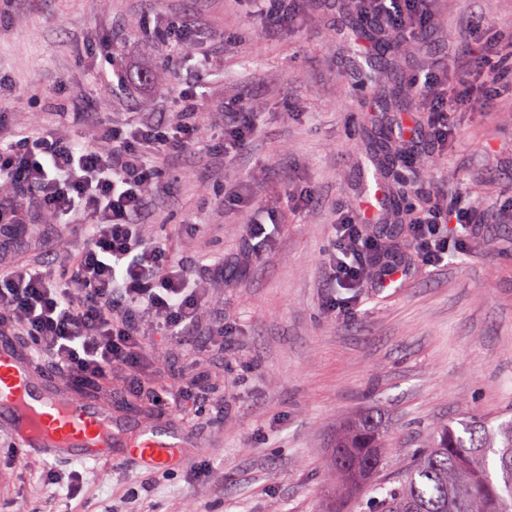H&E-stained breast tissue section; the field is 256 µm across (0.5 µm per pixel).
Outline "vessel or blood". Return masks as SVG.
I'll use <instances>...</instances> for the list:
<instances>
[{"label":"vessel or blood","instance_id":"vessel-or-blood-1","mask_svg":"<svg viewBox=\"0 0 512 512\" xmlns=\"http://www.w3.org/2000/svg\"><path fill=\"white\" fill-rule=\"evenodd\" d=\"M69 380L57 377L45 384L31 374L9 342H0V408L8 412L6 437L27 454L46 460L80 459L93 466L112 460V446L120 436L111 405L103 400L76 402ZM177 430L143 431L127 450L138 464L160 470L174 465L179 456Z\"/></svg>","mask_w":512,"mask_h":512}]
</instances>
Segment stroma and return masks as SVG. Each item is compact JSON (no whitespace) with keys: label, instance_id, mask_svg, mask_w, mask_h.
Segmentation results:
<instances>
[{"label":"stroma","instance_id":"1","mask_svg":"<svg viewBox=\"0 0 512 512\" xmlns=\"http://www.w3.org/2000/svg\"><path fill=\"white\" fill-rule=\"evenodd\" d=\"M266 9L265 0H0V133L63 126L75 94L104 100L102 123L167 124L187 76L158 33L170 21L193 26L213 69L198 117L209 145L174 157L140 219L198 266V327L187 345L145 337L139 372L117 364L102 380L128 430L181 431L182 460L158 472L113 448L112 466L84 486L85 512H330L336 429L353 413L373 411L386 430L385 481L402 476L436 421L512 414V64H500L486 101L458 114L447 146L425 133L412 146L414 210L455 200L474 215L462 252L431 265L405 242L395 288H339L328 266L338 213L360 212L378 187L383 136L426 118L412 76L476 36L512 43V0H432V27L407 55L386 48L373 85L356 51L354 0H300L275 29ZM116 29L124 38L105 66L124 67L128 80L113 86L87 58ZM31 85L41 97L19 99ZM232 103L244 104L254 133L228 162L216 136ZM232 186L246 202L225 199ZM261 210L279 222L256 248L246 226ZM85 241L78 229L60 237L42 214L0 256L59 270ZM185 377L197 402L135 408L140 387L171 398ZM86 472L0 446V512H70L67 486Z\"/></svg>","mask_w":512,"mask_h":512}]
</instances>
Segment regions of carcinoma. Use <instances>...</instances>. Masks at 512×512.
I'll use <instances>...</instances> for the list:
<instances>
[{
	"instance_id": "carcinoma-1",
	"label": "carcinoma",
	"mask_w": 512,
	"mask_h": 512,
	"mask_svg": "<svg viewBox=\"0 0 512 512\" xmlns=\"http://www.w3.org/2000/svg\"><path fill=\"white\" fill-rule=\"evenodd\" d=\"M393 216L404 220L412 195L400 169L387 168ZM388 439L374 415L357 413L336 433L332 477L344 497L369 490L384 465ZM368 512H512V417L442 422L404 475L381 487Z\"/></svg>"
}]
</instances>
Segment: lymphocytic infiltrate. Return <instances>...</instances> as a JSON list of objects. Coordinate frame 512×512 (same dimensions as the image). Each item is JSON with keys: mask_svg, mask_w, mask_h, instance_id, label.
<instances>
[{"mask_svg": "<svg viewBox=\"0 0 512 512\" xmlns=\"http://www.w3.org/2000/svg\"><path fill=\"white\" fill-rule=\"evenodd\" d=\"M430 0H357L361 13L383 23L395 35H414L431 21ZM168 51L206 77L211 63L194 50V35L184 26L163 29ZM471 68L449 93L454 64L412 82L429 104L434 139L447 142L456 131V112L476 88H490L500 77L491 61L497 44L473 42L467 49ZM177 122L158 128L112 125L95 127L90 136L71 137L54 130L0 138V233L28 224L37 213H55L61 224L82 226L87 243L71 252L63 273L40 262L0 265V325L29 336L37 352L83 379L101 377L120 363L138 369L142 335L137 318L149 311L158 327L185 342L192 338L201 302L197 277L187 260L174 259L167 244L144 235L138 217L162 168L180 152L199 148L195 119L206 110L203 93L179 91ZM455 232H448V225ZM472 217L460 207L417 218L414 240L424 259L444 261L452 248H463ZM336 248L330 263L334 284L355 287L363 263L377 250V239L352 215L334 227Z\"/></svg>", "mask_w": 512, "mask_h": 512, "instance_id": "1", "label": "lymphocytic infiltrate"}]
</instances>
